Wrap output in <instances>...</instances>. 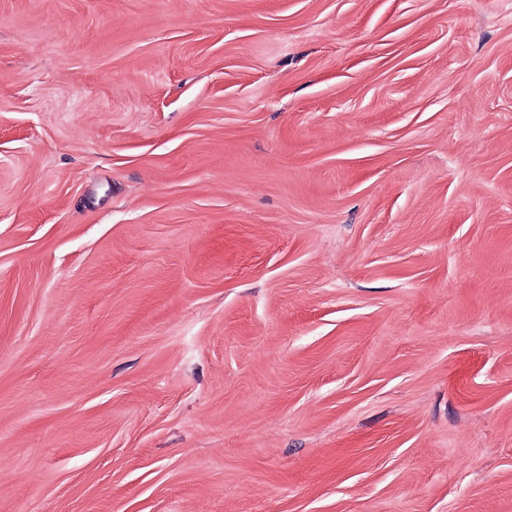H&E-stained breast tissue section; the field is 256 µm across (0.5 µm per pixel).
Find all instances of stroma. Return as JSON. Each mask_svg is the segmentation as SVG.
Segmentation results:
<instances>
[{"label": "stroma", "mask_w": 512, "mask_h": 512, "mask_svg": "<svg viewBox=\"0 0 512 512\" xmlns=\"http://www.w3.org/2000/svg\"><path fill=\"white\" fill-rule=\"evenodd\" d=\"M0 512H512V0H0Z\"/></svg>", "instance_id": "35a3bbf8"}]
</instances>
